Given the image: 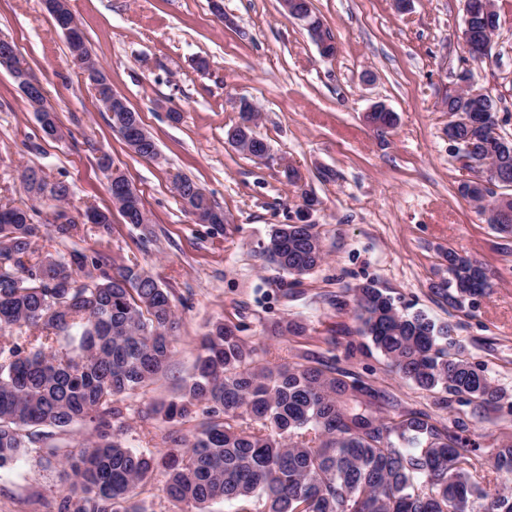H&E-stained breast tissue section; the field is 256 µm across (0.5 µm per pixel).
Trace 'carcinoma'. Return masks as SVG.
Here are the masks:
<instances>
[{
	"instance_id": "carcinoma-1",
	"label": "carcinoma",
	"mask_w": 512,
	"mask_h": 512,
	"mask_svg": "<svg viewBox=\"0 0 512 512\" xmlns=\"http://www.w3.org/2000/svg\"><path fill=\"white\" fill-rule=\"evenodd\" d=\"M304 23L336 48L333 36L303 0ZM442 104L450 117L465 111L459 92ZM128 107L112 113V127L140 123ZM456 136L481 144L472 168L491 164L490 186L461 184L470 201H512V140L493 138L482 117L456 125ZM242 152L268 154L250 126L229 132ZM21 181L33 204L0 206V469L36 450L61 457L67 493L49 512H151L150 492L161 472L162 493L192 512L235 503L237 512H512V490L490 493L466 424L450 435L430 416H377V393L333 365L270 368L239 327L218 320L198 339L199 354L180 392L152 413L191 427L170 431L157 453L126 446V401L147 390L171 359L179 318L171 293L136 264L110 269L97 252L39 254L36 243L66 242L82 225L42 217L35 191L66 200L69 185L25 167ZM182 199L224 224L193 180L174 182ZM269 260L301 276L324 258L314 224H280L265 247ZM450 279L436 293L456 306L490 287L485 269L448 250ZM361 335L402 378L425 390L440 388L460 403L496 404L500 391L485 370L457 349L452 328L426 315L400 312L393 299L367 283L354 289ZM92 425L96 437L76 448L47 445L50 427L65 432ZM494 468L512 475V442L495 449Z\"/></svg>"
}]
</instances>
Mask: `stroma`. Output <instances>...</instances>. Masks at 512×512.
Segmentation results:
<instances>
[{
    "label": "stroma",
    "mask_w": 512,
    "mask_h": 512,
    "mask_svg": "<svg viewBox=\"0 0 512 512\" xmlns=\"http://www.w3.org/2000/svg\"><path fill=\"white\" fill-rule=\"evenodd\" d=\"M337 52L322 58L306 28L281 0H69L87 43L114 90L139 112L159 159L132 154L100 110L94 90L66 65L63 34L42 0H0V38L43 84L62 131L43 136L10 70L0 65V204L28 201L23 166L66 181L69 212L111 205L98 167L109 154L138 191L153 235L112 216V231L85 226L64 243L45 238L41 251H96L119 264L150 269L173 294L179 328L170 364L131 400L125 443L135 451L163 449L164 424L141 410L170 400L191 372L196 339L216 320L241 325L262 350L263 364L335 359L375 389L380 414L431 415L451 430L464 420L480 445L487 491L512 488L494 477L493 453L512 437V234L498 232L458 192L471 171L448 147L441 101L461 72L498 104L499 132L512 138V0H496L500 27L491 57L474 62L460 32L464 0H311ZM260 112L256 134L271 157L258 162L236 150L227 132L239 121L234 102ZM376 103L397 117L386 136L364 115ZM299 183L287 182L284 166ZM186 176L224 211L225 224L196 222L173 189ZM325 259L291 276L264 253L277 224L295 223L306 199ZM480 262L491 288L473 305L456 307L434 293L447 280V250ZM374 284L406 314L449 324L470 361L484 367L502 394L493 406L464 405L400 377L359 332L347 288ZM60 462L30 454L0 470V512L12 499H53L67 486Z\"/></svg>",
    "instance_id": "1"
}]
</instances>
